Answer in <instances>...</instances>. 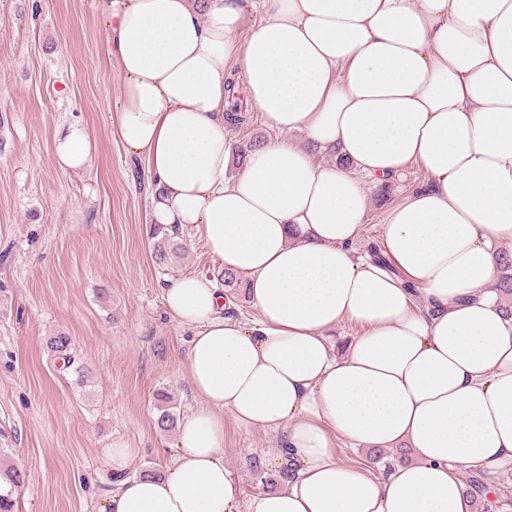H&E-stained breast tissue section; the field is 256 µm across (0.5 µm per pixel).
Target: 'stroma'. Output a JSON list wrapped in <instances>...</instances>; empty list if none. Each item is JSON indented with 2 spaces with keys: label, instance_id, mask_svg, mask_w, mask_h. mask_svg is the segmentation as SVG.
<instances>
[{
  "label": "stroma",
  "instance_id": "35a3bbf8",
  "mask_svg": "<svg viewBox=\"0 0 512 512\" xmlns=\"http://www.w3.org/2000/svg\"><path fill=\"white\" fill-rule=\"evenodd\" d=\"M104 27L98 0H0V464L26 474L19 512H96L116 443L137 449L133 472L170 463L177 434L158 429L157 395L179 416L191 405L190 332L166 314L162 287L219 269L187 232L181 258L153 259L146 166L110 120L120 91ZM73 123L94 150L66 171L54 145ZM422 179L412 170L391 198L373 199L359 253L381 241L388 204ZM59 333L86 383L50 356ZM274 445L226 424L224 465L242 504L262 491L252 462L275 466Z\"/></svg>",
  "mask_w": 512,
  "mask_h": 512
}]
</instances>
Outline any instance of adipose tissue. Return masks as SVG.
I'll return each mask as SVG.
<instances>
[{
    "label": "adipose tissue",
    "mask_w": 512,
    "mask_h": 512,
    "mask_svg": "<svg viewBox=\"0 0 512 512\" xmlns=\"http://www.w3.org/2000/svg\"><path fill=\"white\" fill-rule=\"evenodd\" d=\"M119 64L118 134L145 161L151 221L189 228L245 275L257 316L217 279L164 290L192 330L199 401L157 475L108 449L101 512H240L224 421L277 440L288 479L249 512H474L512 470V0H99ZM239 78L275 136L236 176L224 118ZM305 136L296 145L292 134ZM330 155L317 162L315 153ZM86 129L60 167L90 159ZM424 180L386 210V264L360 255L372 193ZM362 327L343 338L344 324ZM408 449L381 473L336 456Z\"/></svg>",
    "instance_id": "adipose-tissue-1"
}]
</instances>
